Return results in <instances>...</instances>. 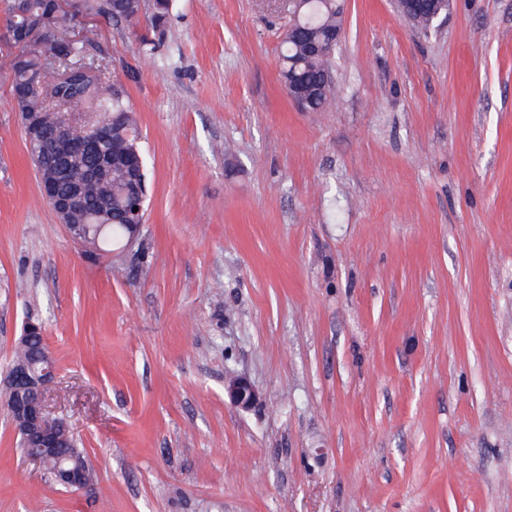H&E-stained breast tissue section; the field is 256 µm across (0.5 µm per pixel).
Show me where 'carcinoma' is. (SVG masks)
Segmentation results:
<instances>
[{"mask_svg": "<svg viewBox=\"0 0 512 512\" xmlns=\"http://www.w3.org/2000/svg\"><path fill=\"white\" fill-rule=\"evenodd\" d=\"M71 10H62L53 19L58 27L68 25L78 13L104 16L112 21L137 23L140 20L141 0H71ZM44 0H27V9L21 14H10L8 25L25 32L44 25ZM300 25L318 40L320 50L308 53L305 43L288 38V31L281 35L280 81L283 85L293 82L301 87L308 99L306 111L322 112L335 94L332 73L331 47L326 35L342 25V13L337 0H311L299 17ZM94 33L88 30L81 40L67 45L30 47L10 62L11 88L18 96L21 111L35 114L43 127L60 122L66 114L76 118L71 127L75 139L85 137L86 123L82 116L94 114L112 120V137L102 145V153L112 156V168L103 177L91 179L88 171L97 163L94 155L80 154L71 157L70 178L58 183L57 192L70 194L80 187L83 205L74 211L70 224L95 222L103 225L99 232L92 231L87 240V253L100 255L122 246L129 235L125 218L128 198L122 191L130 187L140 194L146 193L145 171L130 169L125 159L139 150V127L135 116L120 95L103 78L93 72L103 73V59L91 53ZM53 51L57 63L47 66L44 55ZM48 351L43 334L18 341L9 367L28 365L37 351ZM72 459L66 467L77 469L84 481L94 486L96 477L85 455L70 442Z\"/></svg>", "mask_w": 512, "mask_h": 512, "instance_id": "obj_1", "label": "carcinoma"}]
</instances>
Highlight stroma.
Listing matches in <instances>:
<instances>
[{
  "mask_svg": "<svg viewBox=\"0 0 512 512\" xmlns=\"http://www.w3.org/2000/svg\"><path fill=\"white\" fill-rule=\"evenodd\" d=\"M288 21H87L141 130L116 259L40 196L0 0V372L42 323L46 409L100 479L56 484L0 414V512H512V0H449L427 33L345 0L323 112L280 81ZM227 390L231 401L242 408H248L256 399L254 388L243 378L234 380Z\"/></svg>",
  "mask_w": 512,
  "mask_h": 512,
  "instance_id": "35a3bbf8",
  "label": "stroma"
}]
</instances>
